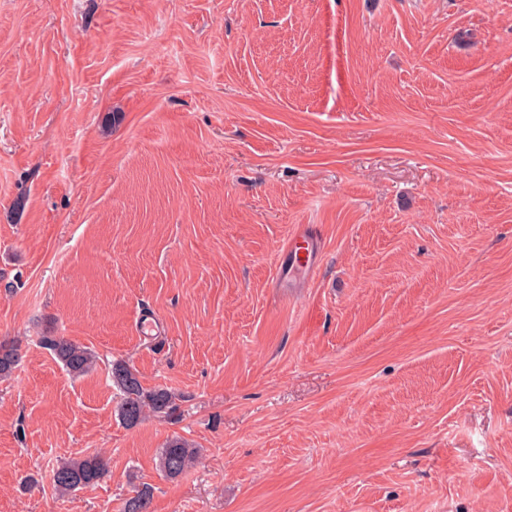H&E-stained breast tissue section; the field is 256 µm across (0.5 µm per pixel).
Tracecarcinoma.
Wrapping results in <instances>:
<instances>
[{
    "instance_id": "cac0c4a2",
    "label": "carcinoma",
    "mask_w": 512,
    "mask_h": 512,
    "mask_svg": "<svg viewBox=\"0 0 512 512\" xmlns=\"http://www.w3.org/2000/svg\"><path fill=\"white\" fill-rule=\"evenodd\" d=\"M46 345L75 378L90 373L96 364V355L87 346L63 336L45 337ZM20 345L14 341H0V378L9 377L21 362ZM112 383L120 392L118 417L126 426H134L147 414H173L175 396L165 388L144 387L136 372L124 362L112 365ZM197 459V450L182 437L170 438L158 454L159 470L174 479L190 468ZM110 472V459L101 454L66 459L53 468L52 484L61 495L91 488ZM151 491L141 489L125 501L123 512H149Z\"/></svg>"
}]
</instances>
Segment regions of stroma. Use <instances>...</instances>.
Instances as JSON below:
<instances>
[{
	"label": "stroma",
	"instance_id": "1",
	"mask_svg": "<svg viewBox=\"0 0 512 512\" xmlns=\"http://www.w3.org/2000/svg\"><path fill=\"white\" fill-rule=\"evenodd\" d=\"M4 339L0 512H512V0H0ZM290 253L292 262L304 273L310 274L316 268V258L320 252V241L315 232L306 226H302L294 234L285 250ZM44 340L73 377L85 376L93 370L97 359L95 353L87 346L63 336H48ZM20 345L14 341H0V378L9 377L21 362ZM112 383L120 392L118 417L126 426H134L147 414L172 415L175 396L164 388H145L136 372L124 362L112 365ZM197 459V450L180 436H173L158 454L159 470L174 479L190 468ZM110 467V459L101 454L60 461L53 468V488L61 496L91 488L108 475Z\"/></svg>",
	"mask_w": 512,
	"mask_h": 512
}]
</instances>
